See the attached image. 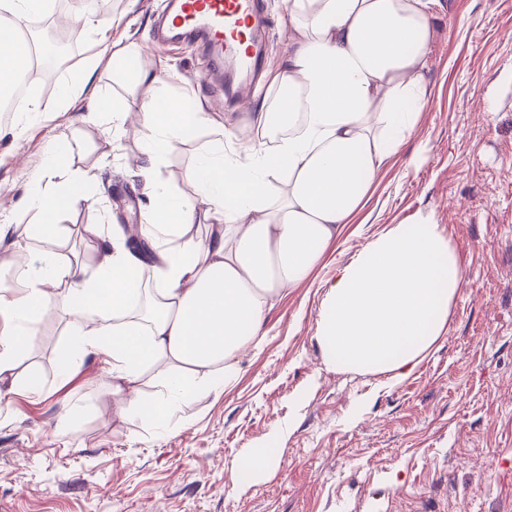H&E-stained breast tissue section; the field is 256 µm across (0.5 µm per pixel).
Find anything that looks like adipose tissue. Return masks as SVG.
<instances>
[{
	"label": "adipose tissue",
	"mask_w": 512,
	"mask_h": 512,
	"mask_svg": "<svg viewBox=\"0 0 512 512\" xmlns=\"http://www.w3.org/2000/svg\"><path fill=\"white\" fill-rule=\"evenodd\" d=\"M431 0H289L295 31L272 86L286 89L275 107L259 105L251 121L227 129L190 168L191 195L174 194L155 173L172 142L191 138L209 120L191 95L158 97L161 77L142 43L117 59L145 87L138 107L147 135L139 170L149 201L145 250L113 225L101 237L95 271L15 263L16 285L0 290V383L13 374L29 334L27 322L66 321L75 357L104 362L119 413L167 429L175 407L201 391L221 393L235 378L236 355L261 341L277 299L305 282L346 224L363 208L382 168L417 126L426 95L423 72L436 30ZM45 0H0V91L28 63L29 42L12 35V18ZM305 112L298 133L279 134L276 116ZM77 177L57 187L35 182L26 204L50 223L88 201ZM211 225L204 245L186 239ZM158 273L147 315L129 317L138 272ZM464 273L434 225L397 227L372 239L336 271L320 313L324 358L336 369L408 378L441 338ZM67 281L63 300L53 283ZM223 365V377L199 378ZM161 387L146 402L134 387L144 376Z\"/></svg>",
	"instance_id": "1"
}]
</instances>
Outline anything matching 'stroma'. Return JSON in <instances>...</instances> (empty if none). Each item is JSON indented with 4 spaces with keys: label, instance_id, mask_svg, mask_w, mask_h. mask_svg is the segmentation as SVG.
I'll list each match as a JSON object with an SVG mask.
<instances>
[{
    "label": "stroma",
    "instance_id": "1",
    "mask_svg": "<svg viewBox=\"0 0 512 512\" xmlns=\"http://www.w3.org/2000/svg\"><path fill=\"white\" fill-rule=\"evenodd\" d=\"M263 3L271 23L249 102L208 83L213 64L196 49L153 52L164 72L157 95L191 94L211 118L160 166L173 192L189 193L198 154L277 93L264 76L293 30L288 0ZM162 9L163 0H112L61 79L131 101L113 54L151 43ZM432 12L429 94L415 132L312 277L269 310L266 336L238 355L221 395L199 393L155 437L146 418L114 410L106 366L85 358L61 382L68 327L36 325L15 362L18 390L0 395V512H512V0H434ZM56 93L36 83L20 111L0 114V226H31L20 244L32 263L51 252L59 264L90 266L96 230L142 217L129 162L146 129L134 109L116 124L82 102L56 111ZM59 137L74 152L54 182L88 174L93 200L61 214L48 235L21 200ZM423 220L464 271L442 338L397 384L329 366L318 340L328 279L375 236ZM33 377L36 394L24 388ZM273 432L283 437L277 472L249 477L250 453Z\"/></svg>",
    "mask_w": 512,
    "mask_h": 512
}]
</instances>
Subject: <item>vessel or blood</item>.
<instances>
[{"label":"vessel or blood","instance_id":"1","mask_svg":"<svg viewBox=\"0 0 512 512\" xmlns=\"http://www.w3.org/2000/svg\"><path fill=\"white\" fill-rule=\"evenodd\" d=\"M263 17L262 0H166L157 28L159 46L190 42L197 49L223 62L234 59L245 76L238 84L240 98L250 96L248 79L261 60L255 33Z\"/></svg>","mask_w":512,"mask_h":512}]
</instances>
